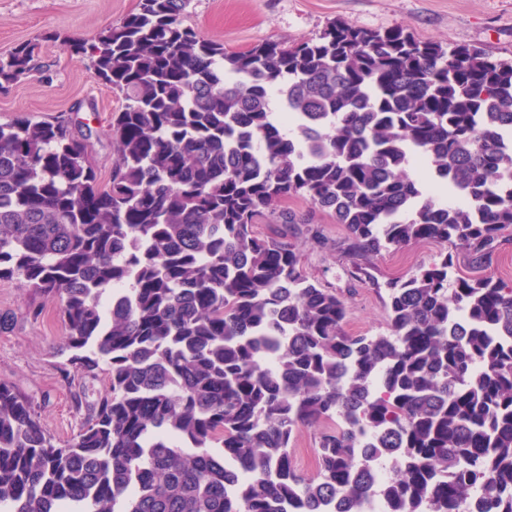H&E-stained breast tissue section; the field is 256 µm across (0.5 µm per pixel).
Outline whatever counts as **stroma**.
Returning a JSON list of instances; mask_svg holds the SVG:
<instances>
[{
    "mask_svg": "<svg viewBox=\"0 0 512 512\" xmlns=\"http://www.w3.org/2000/svg\"><path fill=\"white\" fill-rule=\"evenodd\" d=\"M137 5L138 0H0V57L22 43L39 46L37 71L0 91V124L71 114L77 124L97 130L91 155L102 180H109L115 156L107 129L124 99L98 80L88 59L69 56L51 36L92 38ZM334 22L370 30L401 28L424 41L512 58V0H191L183 17L184 25L229 52L313 39ZM295 243L311 279L348 296V332H385L378 293L350 280L336 250L307 235ZM439 250L436 242L422 240L381 253L374 259L375 276L382 283L409 276ZM64 334L57 303L42 302L20 280L0 279V382L30 397L42 425L61 442L77 433L107 388L104 369L76 371L68 353L60 352Z\"/></svg>",
    "mask_w": 512,
    "mask_h": 512,
    "instance_id": "35a3bbf8",
    "label": "stroma"
}]
</instances>
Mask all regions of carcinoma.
Returning a JSON list of instances; mask_svg holds the SVG:
<instances>
[{
	"mask_svg": "<svg viewBox=\"0 0 512 512\" xmlns=\"http://www.w3.org/2000/svg\"><path fill=\"white\" fill-rule=\"evenodd\" d=\"M190 3L53 37L125 98L107 184L70 114L0 124V279L58 302L70 364L108 375L63 443L0 383V512H512V287L454 262L486 267L512 225V59L336 22L228 53ZM34 56L0 58V90ZM313 211L387 332L348 333L307 275L289 238L329 245ZM421 240L434 260L379 283L373 257ZM318 429L302 428L296 435L294 447L298 468L307 475L315 471V457L313 448H316Z\"/></svg>",
	"mask_w": 512,
	"mask_h": 512,
	"instance_id": "1",
	"label": "carcinoma"
}]
</instances>
